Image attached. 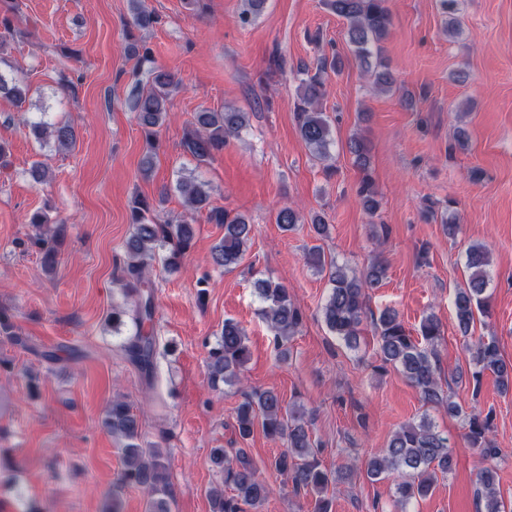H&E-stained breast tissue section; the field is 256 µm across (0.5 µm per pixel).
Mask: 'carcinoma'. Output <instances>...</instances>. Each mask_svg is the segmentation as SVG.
Listing matches in <instances>:
<instances>
[{
    "label": "carcinoma",
    "mask_w": 512,
    "mask_h": 512,
    "mask_svg": "<svg viewBox=\"0 0 512 512\" xmlns=\"http://www.w3.org/2000/svg\"><path fill=\"white\" fill-rule=\"evenodd\" d=\"M132 26L147 30L157 22L156 15L148 10L144 0H129ZM327 7L347 23V42L355 56L366 66H374V84L379 92H390L397 79L382 56V43L389 34L391 16L387 0H326ZM127 50L136 58L138 79L132 86L127 104L146 141L156 142L159 128L164 124L170 97L175 89L174 76L156 65L149 48L133 35H127ZM339 68V60H323L318 72L301 86L296 107L298 130L312 156L320 161L331 158L330 147L334 144L331 120L320 104L325 95L322 73L327 68ZM0 97L9 99L18 111H23L29 99V87L20 81L9 82L0 74ZM248 124V113L239 109L212 110L202 108L194 113L192 128L186 134L182 146L185 153L197 163L204 164L217 152L224 150L230 137L238 136ZM29 132L41 141L50 135L58 147L72 149L76 144L74 128L63 122L39 120L29 123ZM348 152L363 173L359 196L365 212L374 215L379 208L377 194L368 173L370 146L368 139L359 132L347 143ZM183 198L188 212L205 207L211 196L208 182L195 172L180 176L175 185ZM207 219L224 227V236L211 252L214 265L229 271L243 259L251 240L252 225L240 214L212 207ZM303 217L291 208H282L276 218L285 231H292ZM130 223L134 231L125 243L121 292L123 302L112 304V329L131 325V332L122 338V353L147 377L155 369L156 337L146 329L152 324L155 305L154 295L148 288V275L154 262H161L168 270L181 267L184 256L194 237L193 224L188 219L160 220L155 209L145 199H136L130 210ZM42 263L54 266L61 239L57 235L37 238ZM309 260L320 272L329 270L330 293L322 308V318L329 332L349 349L360 345L362 323L366 313L367 290L380 286L386 275V266L374 261L361 275L349 274L347 268L335 261L327 262L314 248ZM489 256L481 245H472L466 252L468 279L455 289L453 301L458 329L468 336L476 315L490 316V301L486 296L489 284ZM258 296L262 302L261 313L280 355L288 354V341L302 322L301 312L292 303L288 288L271 279L258 281ZM379 336L378 353L381 360L399 371L418 390L426 405H446L453 415L464 413L463 406L444 396L436 360V345L441 338V323L434 315L421 320L418 336H412L393 311L383 312L375 322ZM250 358L245 329L233 319L224 321L219 336L207 352L206 367L209 385H236L242 381V372ZM472 363L475 370L474 391H479L485 372L495 375L502 389L512 383V365L504 361L495 341L479 340L472 347ZM239 437L248 439L256 425H261L266 436L284 440L287 448L274 461V469L291 484L292 492H312L317 495V512H328L327 498L332 480L328 473L319 469L314 460L315 442L306 423L297 411L284 405L273 390L254 391L248 394L236 409ZM104 427L120 442L123 470L112 490V507L105 512H121V494L126 487L141 489L147 494L145 512H171L169 499V461L156 448H145L139 442V421L127 402L112 400L103 420ZM467 437L486 460L499 456L489 438L490 418L471 411L467 417ZM212 467L221 474L222 482L208 490L211 512H242L246 505L260 512L268 502L273 487L261 479L252 459L244 448H238L234 456L225 449L214 448L210 454ZM453 468L452 450L448 437L440 433L428 414L419 420L401 425L390 437L387 448L372 456L364 465L366 477L375 479L383 474L395 476L398 503L402 506L431 493L438 475ZM481 501L479 512H512L496 488V471L490 465L479 474ZM232 495H225V490Z\"/></svg>",
    "instance_id": "obj_1"
}]
</instances>
